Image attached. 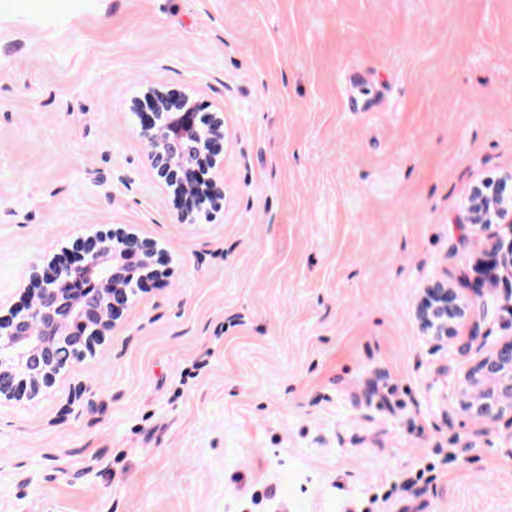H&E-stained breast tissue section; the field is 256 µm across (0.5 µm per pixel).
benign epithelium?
<instances>
[{"label": "benign epithelium", "instance_id": "benign-epithelium-1", "mask_svg": "<svg viewBox=\"0 0 512 512\" xmlns=\"http://www.w3.org/2000/svg\"><path fill=\"white\" fill-rule=\"evenodd\" d=\"M147 92L158 108L141 125L150 166L166 186L221 205L224 192L219 177L209 178L202 186L188 182L186 174L194 168L217 167L216 155L223 151L224 117L214 112L202 115L195 102L172 91L150 86ZM466 218L498 257L503 274L496 279L512 282V238L491 231L498 224L512 227V171L494 182L473 186ZM155 248L152 239L117 227L106 241L81 245L77 263L64 265L48 278L35 273L38 288L30 302L9 322H0V399L23 396L25 379H16L18 371L32 379L34 388L28 396L36 397L78 353L71 346L74 333L82 334L79 343L86 348L94 338L112 335L117 317L127 306L134 262H146ZM467 311L468 304L456 301L448 285L438 281L424 289L417 309L419 328L436 341L447 340L456 336V325ZM459 396L462 410L485 423L512 414V339L487 347L464 373Z\"/></svg>", "mask_w": 512, "mask_h": 512}]
</instances>
